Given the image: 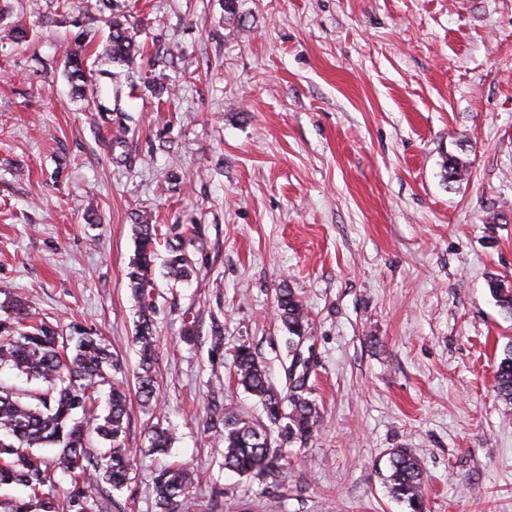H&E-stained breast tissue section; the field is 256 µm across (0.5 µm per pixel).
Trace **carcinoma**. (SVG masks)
I'll list each match as a JSON object with an SVG mask.
<instances>
[{"instance_id": "cac0c4a2", "label": "carcinoma", "mask_w": 512, "mask_h": 512, "mask_svg": "<svg viewBox=\"0 0 512 512\" xmlns=\"http://www.w3.org/2000/svg\"><path fill=\"white\" fill-rule=\"evenodd\" d=\"M117 2L96 0L97 10L109 30L106 54L112 62L129 67L142 50L130 33L127 10ZM90 36L91 31L85 29L76 37L68 60V78L80 98L94 81L93 69L85 65ZM133 228L135 254L126 278L139 306L134 333L139 367L136 394L148 405L156 398L158 346L151 272L159 243L165 244L171 278L186 280L194 267L186 252L183 225L163 229L141 219ZM488 287L496 303L512 314V283L496 278ZM0 308L7 314L0 318V368L9 367L43 385L41 391L25 395L0 384V431L4 432L0 436V490L13 485L28 490L24 498L0 495V512H112V491L131 480L134 460L132 449L124 443L130 401L125 366L92 330L65 336L44 319L27 323L29 306L19 296H8ZM276 315L288 333L291 353L308 333L310 323L302 300L286 286L278 289ZM232 368L237 384L261 401L265 420L224 418V467L243 476H273L288 459L283 449L304 444L312 436L318 418L316 403L305 396L304 378L286 394L275 389L262 362L244 345L236 349ZM495 381L499 396L511 402L512 347L498 363ZM103 388L107 389L106 407L100 413L94 407V393ZM93 436L106 447H90ZM171 441L169 429L158 423L149 428L153 452L167 453ZM46 446L56 448L50 461L35 453ZM59 472L71 480L62 501L46 492ZM385 480L392 497L409 512H426L425 476L413 449H391ZM194 483V471L185 463L160 470L154 478L160 512H185Z\"/></svg>"}]
</instances>
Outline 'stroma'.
Listing matches in <instances>:
<instances>
[{
	"label": "stroma",
	"instance_id": "1",
	"mask_svg": "<svg viewBox=\"0 0 512 512\" xmlns=\"http://www.w3.org/2000/svg\"><path fill=\"white\" fill-rule=\"evenodd\" d=\"M94 5L0 0V28L30 30L0 40V290L132 368L136 219L193 228L191 279L152 271L159 403L129 410L112 512H158L172 462L200 474L188 512H406L383 482L393 448L419 457L427 512H512L494 381L512 315L488 289L512 280V0H127L143 55L109 62L104 28L89 49L107 122L64 71ZM452 155L463 180L444 176ZM284 286L310 320L320 418L277 477H242L211 419L264 417L234 381L239 345L287 391Z\"/></svg>",
	"mask_w": 512,
	"mask_h": 512
}]
</instances>
